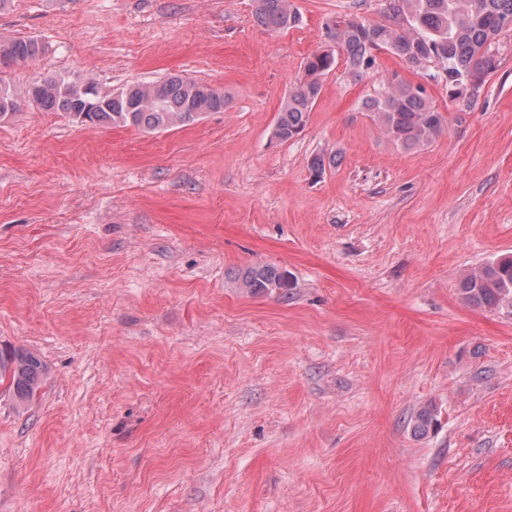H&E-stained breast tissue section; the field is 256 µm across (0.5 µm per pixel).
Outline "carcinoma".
<instances>
[{"label": "carcinoma", "mask_w": 512, "mask_h": 512, "mask_svg": "<svg viewBox=\"0 0 512 512\" xmlns=\"http://www.w3.org/2000/svg\"><path fill=\"white\" fill-rule=\"evenodd\" d=\"M385 11L393 24H372L343 19L328 27L331 44L304 59V77L288 91L273 131V137L287 142L305 128L320 95L322 78L344 60L349 72L358 77L376 65L374 49L382 48L407 67L440 65L430 79L448 87L451 100L461 93L465 79L481 82L500 65L495 40L512 30V0H386ZM256 21L271 29L295 25L298 14L289 0H256ZM42 52L34 38H20L0 52V66L25 62ZM384 76V94L362 103V111L380 126L384 134L404 148L424 146L445 129V117L435 109L425 86ZM37 88L26 96L47 112H63L73 121L94 126L123 125L151 131L197 121L208 112H221L227 104L224 93L179 75L163 81L134 83L94 98L86 91L97 87L63 76L41 77ZM22 97L0 81V118L19 111ZM239 286L252 294L271 293L291 287L287 271L275 266L247 268L238 278ZM462 298L469 304L512 313V257L474 268L460 283ZM44 365L33 353L0 350V383L20 406L31 401L43 382ZM411 434L424 439L436 431L438 415L423 406L408 421Z\"/></svg>", "instance_id": "carcinoma-1"}]
</instances>
